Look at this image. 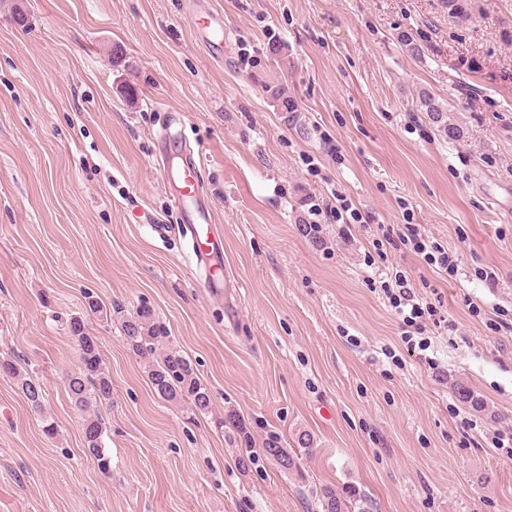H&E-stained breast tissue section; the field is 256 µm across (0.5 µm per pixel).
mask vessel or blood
<instances>
[{
    "mask_svg": "<svg viewBox=\"0 0 512 512\" xmlns=\"http://www.w3.org/2000/svg\"><path fill=\"white\" fill-rule=\"evenodd\" d=\"M200 40L214 50L224 47V19L221 14L204 11L197 28ZM163 142L178 158L177 165L163 168L167 194L179 215L175 232L191 244L193 261L201 272L202 288L209 297L220 299L228 284L224 268V239L214 207L205 191L199 148H183L178 135L169 133Z\"/></svg>",
    "mask_w": 512,
    "mask_h": 512,
    "instance_id": "b4317fda",
    "label": "vessel or blood"
}]
</instances>
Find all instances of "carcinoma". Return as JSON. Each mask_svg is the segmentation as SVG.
I'll return each instance as SVG.
<instances>
[{
  "instance_id": "cac0c4a2",
  "label": "carcinoma",
  "mask_w": 512,
  "mask_h": 512,
  "mask_svg": "<svg viewBox=\"0 0 512 512\" xmlns=\"http://www.w3.org/2000/svg\"><path fill=\"white\" fill-rule=\"evenodd\" d=\"M270 97L277 111L288 114L297 111L295 103L278 88L270 90ZM417 108L426 113L429 121L441 135L450 141L461 137V130L448 117L443 108L430 94L418 97ZM122 329L127 346L137 356L147 359V377L155 392L171 402L186 401L200 414H207L211 396L199 379L192 362L169 347L165 326L156 318L153 310L144 305L123 321ZM69 331L75 339L80 357V370L68 379V388L75 406L86 412L83 423L84 443L97 461L98 467L110 470V458L103 449V422L99 406L112 400V380L103 367L96 338L85 324V317L75 316L69 321ZM0 375L14 379L28 403L37 411L43 409L44 396L41 385L27 373H23L11 358H0ZM456 397L475 408L484 402L462 381L453 385ZM264 451L283 471H300V458L281 448L280 441L272 437L265 443ZM322 512H368L357 500L347 499L333 488H325L320 499Z\"/></svg>"
}]
</instances>
